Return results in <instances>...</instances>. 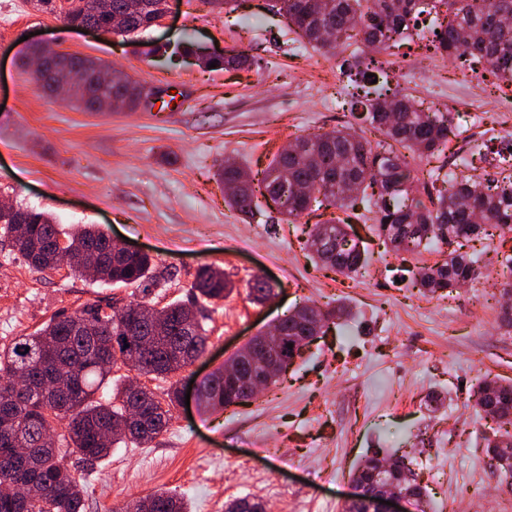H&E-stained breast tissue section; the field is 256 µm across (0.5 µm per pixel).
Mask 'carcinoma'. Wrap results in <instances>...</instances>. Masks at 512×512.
I'll list each match as a JSON object with an SVG mask.
<instances>
[{
  "label": "carcinoma",
  "instance_id": "1",
  "mask_svg": "<svg viewBox=\"0 0 512 512\" xmlns=\"http://www.w3.org/2000/svg\"><path fill=\"white\" fill-rule=\"evenodd\" d=\"M298 41L329 56L350 50L342 74L354 89L343 106L380 133L372 143L352 126L331 132L297 136L281 149L261 178L235 162L218 172L222 185H233L224 201L242 214L263 206L276 207L296 223L313 205L347 213L309 227L308 257L336 273L352 277L368 265L366 251L341 241L346 225L375 214V231L396 254L419 253L440 244L450 247L443 261L416 273L419 287L431 292L460 288L480 275L481 256L464 251L465 243L489 230L512 234V142L497 151L496 172L474 173L464 156L447 155L449 143L462 135L451 110L419 109L412 98L390 92L387 65L381 59L403 43H418L425 51L476 66L498 83L512 85V0H274ZM159 0H144L130 12L125 0H112V12L100 14L94 5L75 12L72 21H91L105 32L128 37L152 28ZM35 57L49 56L57 65L94 74L98 63L89 57L37 47ZM373 77H368V74ZM377 83H372V79ZM139 109L137 87L88 84L74 91L71 102L93 111L109 97ZM429 165L427 179L418 177L414 162ZM0 237L37 270L62 266L85 274L77 258L94 260V278L113 285H135L148 291L154 284L153 259L112 250L109 235L93 224L71 232L59 228L45 212L16 207L0 211ZM233 291L220 269H201L190 297L149 312L137 332L127 330L120 314L106 313L94 302L70 314L52 317L37 331L15 337L0 348V512H86L85 489L66 458L71 452L92 465L109 457L112 447L129 441L148 448L169 428L172 409L181 405L180 388L167 392V406L147 387L138 392L129 382L112 385V365L132 361L141 374L169 376L188 359L204 352L208 336L201 320L184 322L185 309L200 302L221 301ZM274 294L257 276L250 297L258 303ZM345 314L337 306L314 309L307 303L285 315L279 356L290 365L297 339L314 335L311 324L320 317L332 322ZM475 412L497 423L501 433L487 443L491 465L512 475V383L482 381L471 395ZM248 401L242 387L219 373L206 380L200 401L223 409ZM56 419L63 430L54 448L43 441L44 423ZM385 458L374 453L360 462L354 479L366 486L390 483L416 496L417 512H426V490L407 477L405 464L379 472ZM34 484L40 499L24 504L20 491ZM123 512H190L186 499L174 492H156L129 501ZM224 512H264L255 497L224 503Z\"/></svg>",
  "mask_w": 512,
  "mask_h": 512
}]
</instances>
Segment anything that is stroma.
I'll list each match as a JSON object with an SVG mask.
<instances>
[{
  "label": "stroma",
  "instance_id": "35a3bbf8",
  "mask_svg": "<svg viewBox=\"0 0 512 512\" xmlns=\"http://www.w3.org/2000/svg\"><path fill=\"white\" fill-rule=\"evenodd\" d=\"M180 42L193 53L174 55ZM36 45L179 92L178 106L100 114L62 94L48 100L30 73ZM231 49L253 64L227 70L197 58ZM344 81L339 59L293 43L270 0H243L231 13L205 0H172L161 26L128 39L67 28L33 0H0V202L50 213L67 230L98 225L147 251L160 277L145 297L65 267L39 271L0 239V347L98 299L123 305L145 297L158 307L187 299L204 266L223 270L234 291L205 306L207 350L176 373L179 382H202L295 304L340 299L350 309L255 400L177 408L151 447L118 445L84 471L86 512H118L159 490L183 495L192 512H224L228 499L246 495L269 512H341L360 460L394 447L427 488L428 512H512V479L487 457L498 425L468 403L481 380L512 379L497 262L512 252V234L473 241L480 278L431 293L413 273L442 254L402 259L355 224L369 267L350 280L306 257L308 224L286 223L275 210H230L214 178L225 160L260 170L296 136L350 122L336 106ZM391 83L416 104L475 117L453 148L469 140L501 147L512 133V86L495 88L417 46L400 49ZM264 273L275 297L261 305L248 288Z\"/></svg>",
  "mask_w": 512,
  "mask_h": 512
}]
</instances>
